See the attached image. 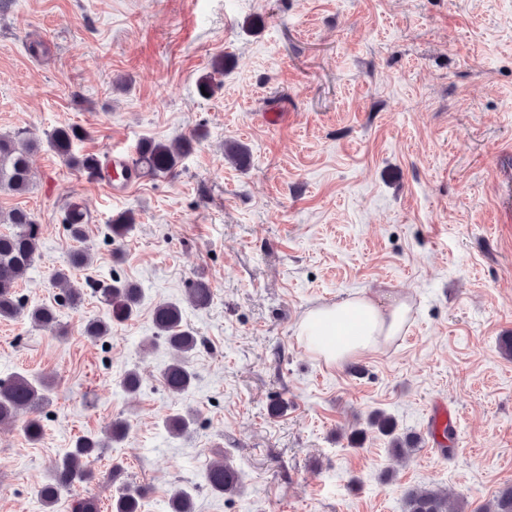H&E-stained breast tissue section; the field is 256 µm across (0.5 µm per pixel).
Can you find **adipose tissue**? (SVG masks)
Segmentation results:
<instances>
[{
    "instance_id": "ef3b65f1",
    "label": "adipose tissue",
    "mask_w": 512,
    "mask_h": 512,
    "mask_svg": "<svg viewBox=\"0 0 512 512\" xmlns=\"http://www.w3.org/2000/svg\"><path fill=\"white\" fill-rule=\"evenodd\" d=\"M408 306L384 304L362 293L330 305L309 309L298 325L297 336L314 356L338 364L378 349L402 335Z\"/></svg>"
}]
</instances>
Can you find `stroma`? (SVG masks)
Returning a JSON list of instances; mask_svg holds the SVG:
<instances>
[{
	"instance_id": "1",
	"label": "stroma",
	"mask_w": 512,
	"mask_h": 512,
	"mask_svg": "<svg viewBox=\"0 0 512 512\" xmlns=\"http://www.w3.org/2000/svg\"><path fill=\"white\" fill-rule=\"evenodd\" d=\"M38 42L46 53L31 55ZM220 54L224 73L201 97ZM66 124L90 133L79 155L201 140L174 175L120 196L45 146L29 192H0V210L25 208L40 226L26 301L53 304L69 252L92 255L71 272L80 307L44 327L0 320V378L51 386L40 443L0 426V512H70L82 498L111 512L123 486L144 489L141 512H169L177 487L195 512H403L405 491L430 485L474 512L512 483V358L499 346L512 336V0H8L0 131L42 139ZM231 143L246 166L225 156ZM72 202L87 213L78 242L63 222ZM123 212L136 226L112 237ZM116 276L142 289L136 315L85 336L107 316L92 287ZM199 279L204 308L185 301ZM358 292L409 302L406 334L354 361L313 357L299 321ZM164 302L198 338L180 396L160 376L171 351L152 316ZM131 369L132 396L120 384ZM439 399L456 428L447 455L426 431ZM377 410L418 437L408 461L367 431ZM186 412L190 433L171 434L166 416ZM120 417L128 435L99 478L44 508L54 459ZM222 457L238 493L205 483Z\"/></svg>"
}]
</instances>
